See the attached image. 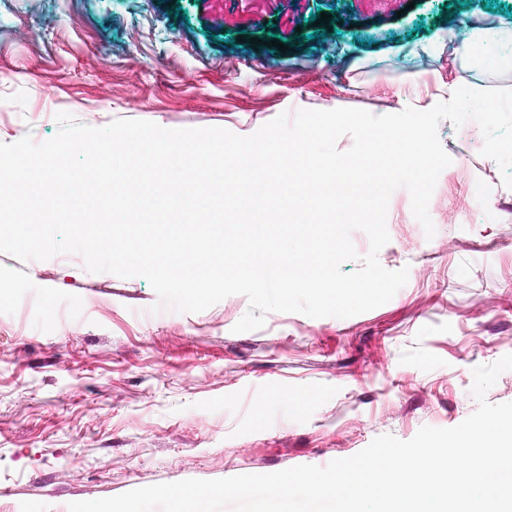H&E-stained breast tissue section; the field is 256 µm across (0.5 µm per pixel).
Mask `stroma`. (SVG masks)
I'll return each mask as SVG.
<instances>
[{"instance_id": "stroma-1", "label": "stroma", "mask_w": 512, "mask_h": 512, "mask_svg": "<svg viewBox=\"0 0 512 512\" xmlns=\"http://www.w3.org/2000/svg\"><path fill=\"white\" fill-rule=\"evenodd\" d=\"M447 2L0 0V142L52 138L60 111L248 136L301 108L383 115L430 109L452 86L512 88V72L453 53L466 22L512 28V0H469L459 28ZM319 9L336 33L314 36ZM276 34L287 52L271 51ZM480 134L440 122L452 163L429 204L436 234L395 191L379 261L408 282L349 318L273 312L237 333L245 296L177 313L145 278L80 256L0 254V512L324 466L382 434L460 424L477 408L473 368L512 353V190Z\"/></svg>"}]
</instances>
